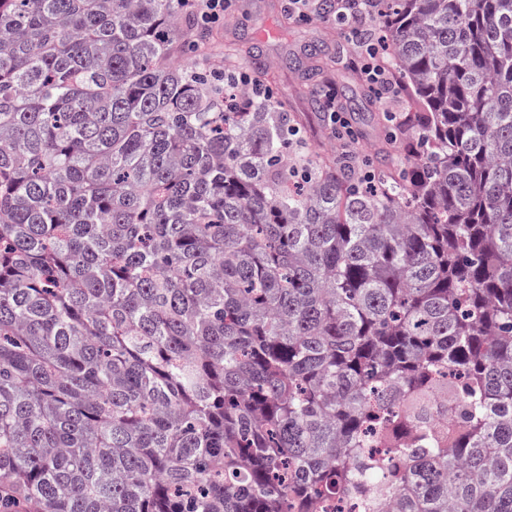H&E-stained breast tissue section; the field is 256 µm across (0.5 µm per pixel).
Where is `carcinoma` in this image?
I'll return each instance as SVG.
<instances>
[{
	"mask_svg": "<svg viewBox=\"0 0 512 512\" xmlns=\"http://www.w3.org/2000/svg\"><path fill=\"white\" fill-rule=\"evenodd\" d=\"M199 8L0 0V512H512V0H374L371 168Z\"/></svg>",
	"mask_w": 512,
	"mask_h": 512,
	"instance_id": "cac0c4a2",
	"label": "carcinoma"
}]
</instances>
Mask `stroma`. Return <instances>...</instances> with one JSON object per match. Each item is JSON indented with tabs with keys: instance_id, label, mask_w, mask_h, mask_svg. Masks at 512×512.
Instances as JSON below:
<instances>
[{
	"instance_id": "35a3bbf8",
	"label": "stroma",
	"mask_w": 512,
	"mask_h": 512,
	"mask_svg": "<svg viewBox=\"0 0 512 512\" xmlns=\"http://www.w3.org/2000/svg\"><path fill=\"white\" fill-rule=\"evenodd\" d=\"M285 0H251L246 12L232 16L229 26L216 30L211 54L216 66L224 64V42L239 39L248 47L259 50L272 77L271 85L288 104V110L305 127L310 146L320 154L331 153L336 144L324 115L309 106L308 83L301 71L292 66L293 56L301 54L304 46L328 44L336 61L325 71L327 87L344 108L345 117L359 125L357 149L360 155L371 154L375 143L382 138L384 105L377 98H366L357 76V57L346 28L320 22L296 23L288 20Z\"/></svg>"
}]
</instances>
